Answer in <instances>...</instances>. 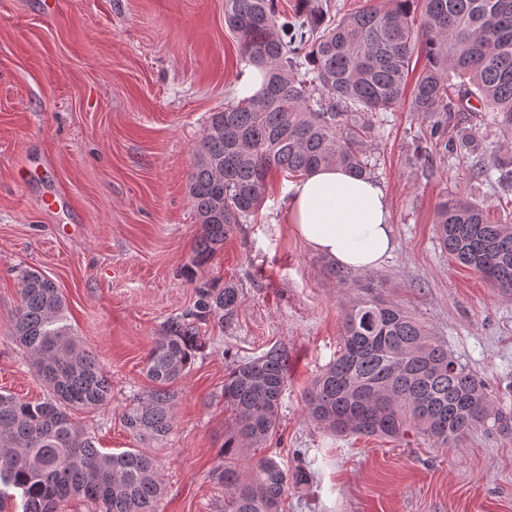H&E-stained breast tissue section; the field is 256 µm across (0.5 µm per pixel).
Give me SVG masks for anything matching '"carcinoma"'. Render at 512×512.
I'll list each match as a JSON object with an SVG mask.
<instances>
[{
	"instance_id": "carcinoma-1",
	"label": "carcinoma",
	"mask_w": 512,
	"mask_h": 512,
	"mask_svg": "<svg viewBox=\"0 0 512 512\" xmlns=\"http://www.w3.org/2000/svg\"><path fill=\"white\" fill-rule=\"evenodd\" d=\"M331 0H297L289 15L276 0H224V21L242 60L264 74L260 92L214 113L189 181L202 225L195 266L208 264L234 228L269 198L274 171L304 176L329 165L367 176L370 112L402 99L413 56L425 60L414 82L411 110L422 114V143L444 158L474 151L466 133L448 128L475 118L512 135V0H387L341 17ZM422 25L415 30L413 13ZM478 175L512 190V153L494 157ZM450 196L436 210L439 241L460 265L512 298V212ZM239 288L206 280L192 308L171 320L146 357L155 383L123 415L139 440L158 443L174 423L172 385L203 348L196 325H234ZM66 299L38 271L22 275L13 338L33 359L51 396L31 402L0 394V512L20 492L23 512H62L86 499L96 512H159L163 488L156 460L140 451L102 453L70 418L96 408L109 382L95 354L64 323ZM287 352L272 347L224 376V403L236 432L224 453L243 441L259 447L276 430ZM309 417L338 434L403 440L413 432L438 448H454L472 431L512 433V413L497 407L488 383L474 375L409 311L366 289L344 312L341 347L305 394ZM234 493L229 512H280L288 484L311 478L308 465L285 471L272 457L246 476L224 469Z\"/></svg>"
}]
</instances>
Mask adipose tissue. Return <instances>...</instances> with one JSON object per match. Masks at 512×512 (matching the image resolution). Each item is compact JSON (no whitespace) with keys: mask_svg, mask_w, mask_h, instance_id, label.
Segmentation results:
<instances>
[{"mask_svg":"<svg viewBox=\"0 0 512 512\" xmlns=\"http://www.w3.org/2000/svg\"><path fill=\"white\" fill-rule=\"evenodd\" d=\"M287 212L296 237L343 269L374 270L395 247L384 187L339 165L290 184Z\"/></svg>","mask_w":512,"mask_h":512,"instance_id":"adipose-tissue-1","label":"adipose tissue"}]
</instances>
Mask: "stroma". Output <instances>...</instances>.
Returning <instances> with one entry per match:
<instances>
[{
  "label": "stroma",
  "instance_id": "35a3bbf8",
  "mask_svg": "<svg viewBox=\"0 0 512 512\" xmlns=\"http://www.w3.org/2000/svg\"><path fill=\"white\" fill-rule=\"evenodd\" d=\"M246 70L224 0H61L55 13L48 0H0V393L48 395L12 336L21 274L34 269L62 290L72 334L110 381L106 404L72 411V421L103 452L156 458L162 512H224L230 492L218 474L270 455L288 470L306 458L312 472L289 484L284 512H512V434L477 430L456 448L412 434L339 436L305 408L336 355L345 309L371 280L512 410V298L451 260L434 224L447 195L512 210V192L475 171L512 140L480 124L467 158H417L424 123L406 100L374 115L369 148L388 194L391 256L341 284L293 235L289 180L273 173L269 199L200 273L239 288L235 327L199 325L204 346L176 386L167 440L148 444L125 427L123 414L152 387L148 351L196 299L194 152L211 114L237 103ZM274 346L288 352L277 432L227 456L235 415L224 376Z\"/></svg>",
  "mask_w": 512,
  "mask_h": 512
}]
</instances>
